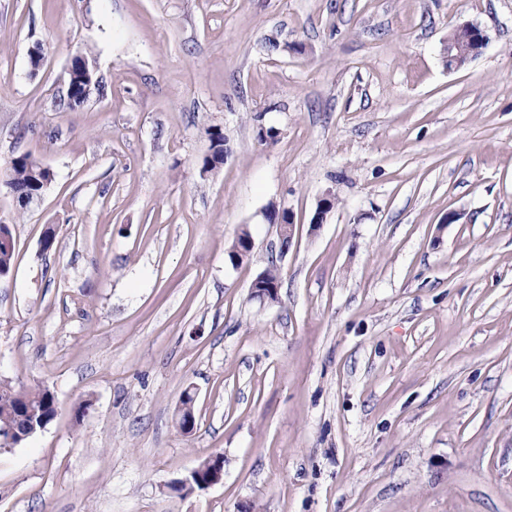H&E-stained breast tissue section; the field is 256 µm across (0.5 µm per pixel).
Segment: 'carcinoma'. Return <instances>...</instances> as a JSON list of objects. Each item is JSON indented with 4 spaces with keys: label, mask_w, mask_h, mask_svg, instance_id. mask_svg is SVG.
<instances>
[{
    "label": "carcinoma",
    "mask_w": 512,
    "mask_h": 512,
    "mask_svg": "<svg viewBox=\"0 0 512 512\" xmlns=\"http://www.w3.org/2000/svg\"><path fill=\"white\" fill-rule=\"evenodd\" d=\"M74 92L67 97V105L71 108L82 106L90 95L84 92V87L97 89L93 70L80 66L77 78L73 81ZM213 153L203 159V167L215 169L224 163V153L227 152L224 133L219 128L209 131ZM52 183L49 171L42 163L29 154L13 158L8 169L5 186L10 192L40 194L47 191V185ZM15 253L13 235L9 225L0 224V276L7 275L12 267ZM58 414V406L52 393L41 387L28 390H17L9 383L0 381V432L16 429L24 434H35L46 428Z\"/></svg>",
    "instance_id": "1"
}]
</instances>
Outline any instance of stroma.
Here are the masks:
<instances>
[{"label": "stroma", "instance_id": "1", "mask_svg": "<svg viewBox=\"0 0 512 512\" xmlns=\"http://www.w3.org/2000/svg\"><path fill=\"white\" fill-rule=\"evenodd\" d=\"M21 154L54 181L0 184V377L59 411L0 447V512H512V0H0V175ZM456 28L460 33V37L453 42H448V44L443 49L442 58L444 59L446 67L449 65L454 67V63L458 62L461 58H474L479 54H477L476 50L472 47L471 33L478 32L482 35L480 50L485 46L487 41L484 31L477 25L465 23L457 25ZM83 62L84 61L76 60L69 70L71 73L74 65H81L76 72L77 78L72 83L74 86V92L72 95L67 96V105L70 108H77L82 106L85 102L88 101L91 94L93 93V90L97 89L98 87L97 81L94 79L93 70L90 69L87 64L85 67V65L82 64ZM88 84L90 85V93L87 94L84 92V87L88 86ZM42 166L41 162L28 154L17 156L11 160L5 186L11 193L37 194L29 197L14 198L17 205L23 204L30 208L41 201L43 194L40 193H45L50 187L54 175L52 174L50 179L49 174L52 170L46 166L50 170L49 172L43 169ZM45 183H48V185L45 186ZM15 253L13 235L8 224H0V276L7 275ZM266 273L267 283L272 284L269 288H263L265 285L262 283L263 276L256 277L251 284V297L260 301H274L278 297V286H280L279 277L276 265L271 260L268 266L259 274ZM209 460H211L213 463H216V465H215V468H214L212 474L208 478V480H207L208 471H209L208 469L203 471L201 474H197L196 478H193L191 475H193L195 472H197V469H195L191 472V475L189 476V478H187L188 480L191 481L190 487H194V489L202 490L203 489L202 483H204L206 481H207L206 485L204 486L205 488L216 485L222 481L223 475H224V458H223V456L221 454H216V455L211 456L209 458Z\"/></svg>", "mask_w": 512, "mask_h": 512}]
</instances>
